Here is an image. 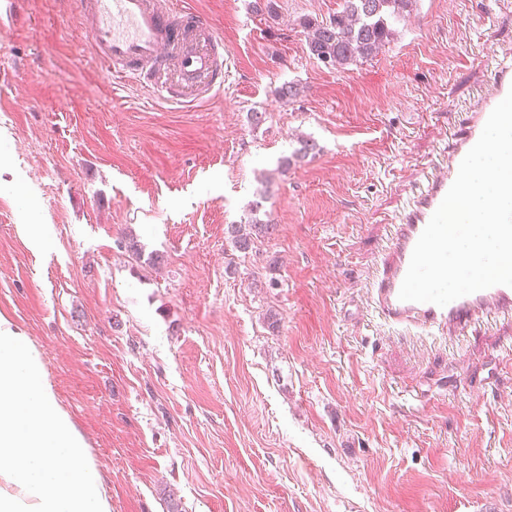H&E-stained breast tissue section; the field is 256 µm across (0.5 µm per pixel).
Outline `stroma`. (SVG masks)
<instances>
[{
	"label": "stroma",
	"mask_w": 512,
	"mask_h": 512,
	"mask_svg": "<svg viewBox=\"0 0 512 512\" xmlns=\"http://www.w3.org/2000/svg\"><path fill=\"white\" fill-rule=\"evenodd\" d=\"M249 3L175 0L230 61L223 96L176 108L102 71L71 0H23L0 31V317L112 512H512V321L451 343L381 324L367 294L391 219L512 51V0H416L341 71L300 25L341 0ZM303 139L319 150L292 161ZM257 199L276 230L245 255L225 229Z\"/></svg>",
	"instance_id": "stroma-1"
}]
</instances>
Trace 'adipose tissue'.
Segmentation results:
<instances>
[{
  "label": "adipose tissue",
  "instance_id": "adipose-tissue-1",
  "mask_svg": "<svg viewBox=\"0 0 512 512\" xmlns=\"http://www.w3.org/2000/svg\"><path fill=\"white\" fill-rule=\"evenodd\" d=\"M0 512H112L38 350L1 317Z\"/></svg>",
  "mask_w": 512,
  "mask_h": 512
}]
</instances>
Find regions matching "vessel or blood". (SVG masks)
<instances>
[{
  "instance_id": "obj_1",
  "label": "vessel or blood",
  "mask_w": 512,
  "mask_h": 512,
  "mask_svg": "<svg viewBox=\"0 0 512 512\" xmlns=\"http://www.w3.org/2000/svg\"><path fill=\"white\" fill-rule=\"evenodd\" d=\"M93 55L116 78L150 88L169 104L202 103L224 91L222 40L210 21L172 0H74ZM512 90V54L495 62L490 89L467 114L447 160L428 174L422 189L393 219L381 266L371 283V303L386 324L417 326L456 339L486 318L512 319V287L495 285L446 306L399 297L413 249L456 179L461 161L478 141L494 107Z\"/></svg>"
}]
</instances>
